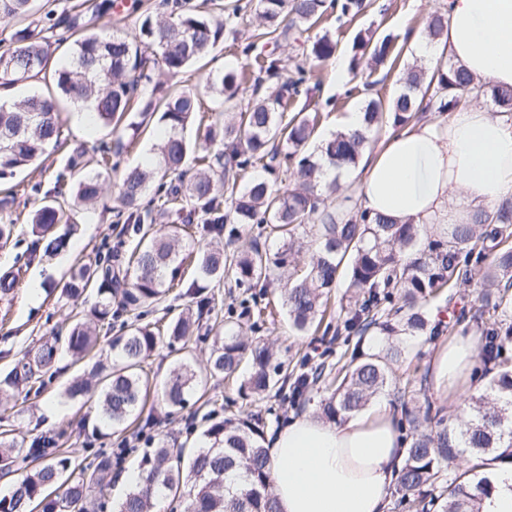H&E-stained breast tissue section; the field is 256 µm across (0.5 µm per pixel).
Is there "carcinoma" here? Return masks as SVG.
Masks as SVG:
<instances>
[{
    "mask_svg": "<svg viewBox=\"0 0 512 512\" xmlns=\"http://www.w3.org/2000/svg\"><path fill=\"white\" fill-rule=\"evenodd\" d=\"M34 0H0V19H22L9 47L0 51V85L10 87L43 75L70 99L94 102L93 125L116 138L137 135L141 123L130 118L135 99L151 81L147 64L160 56L164 70L175 77L214 49L224 36L221 17L202 15L187 3L172 5L168 16L144 15L139 41L109 35L88 27L79 17L61 23L74 34L67 66L49 70L51 53L42 29L30 18ZM265 34L285 37L310 30L328 11L353 17L370 7L367 0H260ZM447 18L435 13L426 20L427 34L439 38ZM338 42L324 34L313 41L310 55L318 62L332 58ZM361 54L349 63L358 75L362 62L375 69L390 58L392 42L367 39L359 43ZM257 70L280 79L276 93L255 96L251 105L238 109L245 71H215L202 76L203 90L222 98L224 111L233 122H211L205 132L210 145L203 155H191L184 137L188 122L199 112L200 89L186 87L147 108L160 113L167 129L157 146L155 169L139 166L124 171L118 185L126 209L125 223L140 224L139 203L156 176L175 175L178 182L157 185L154 200L163 212H180L190 204L204 216L202 231L212 243L194 246L188 224H170L164 231L142 237L133 247L124 269L108 260L77 263L62 290V297L77 300L95 290L90 322H76L68 336L54 337L25 352L16 364L0 375V396L22 390L38 395L55 373L60 354L79 359L97 345L96 327L112 325L118 312L141 311L169 293L174 286L186 288L195 300V313L183 312L165 329L149 323H133L121 336L109 341L115 363H100L94 384L78 380L65 395L81 402H95L101 417L113 428L125 429L138 421L150 392L143 363L158 346L192 341L200 321L215 309L212 289L232 278L238 284L267 288L278 283L282 306L293 330L307 335L320 326L327 302L338 283H346L339 300V319L349 336L363 340L374 332L386 337L376 352L365 354L354 347L344 363L325 373L321 363L288 369L275 360L265 343L247 344L231 328H224L213 342L206 371L211 375L235 374L242 363L250 365L241 390L257 396L280 395L298 402L320 382L331 379L335 389L320 405V416L339 422L361 410L376 394L390 387L398 394L401 426L408 427L407 450L395 482L400 505L413 504L419 512H481L483 498L494 490L487 471L512 465V203L481 214L472 224H455L441 236L414 224H390L353 205L350 196L339 197L336 210L322 207L324 192H337L335 180L325 181L331 168L356 167L371 149L375 135L386 123L404 127L419 112L443 114L456 107L472 79L452 63L438 66L429 76L416 66L406 68L403 89L390 100H365V128L352 134L336 133L309 150L317 115L285 112L289 100L309 94L306 70L298 66L288 73L281 59L270 53L255 58ZM481 96L490 98L501 112H512V90L487 87ZM9 132L15 137H3ZM61 125L53 96L33 95L10 106L0 105V179L11 176L39 158L47 146L59 145ZM83 150H72L68 166L80 172L76 196L95 201L102 191L101 178L112 171L110 151L102 149L89 171L78 162ZM260 166L285 168L294 187L273 189L253 179L237 186L240 172ZM231 185L230 207L224 208L218 183ZM68 221L63 190L53 187L51 199L32 217L36 244L45 257L68 250L71 230L58 228ZM266 225V238L252 239L232 252L220 241L225 224ZM485 278V308L474 316L481 325L476 372L488 378L484 391L469 398L466 419L448 426L443 408L427 401L406 400L409 390L400 387L394 366L408 360L405 339L437 336L442 329L429 327L424 304L447 294L453 301L456 288L477 275ZM117 310H112V303ZM495 315L484 318L485 310ZM197 372L187 360H179L170 372L163 392L165 416L183 407L194 389ZM263 421L259 415L226 418L212 423L203 433L202 445L189 459L182 450L160 441L153 453L142 457L140 484L130 489L117 512H153L154 497L161 491L177 493L189 487L184 512H277L271 493L270 471L264 447ZM50 440L36 436L24 445L0 432V474L23 471L9 494L0 497V512H87L88 489L100 485L112 472V457L100 456L92 471L72 469L65 455L49 456ZM467 454L469 467L455 474L443 489L447 465Z\"/></svg>",
    "mask_w": 512,
    "mask_h": 512,
    "instance_id": "obj_1",
    "label": "carcinoma"
}]
</instances>
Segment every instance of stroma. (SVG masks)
<instances>
[{"label": "stroma", "instance_id": "1", "mask_svg": "<svg viewBox=\"0 0 512 512\" xmlns=\"http://www.w3.org/2000/svg\"><path fill=\"white\" fill-rule=\"evenodd\" d=\"M235 0H192L200 10L224 14V37L217 48L206 58L210 70H231L253 64L257 54L276 52L288 65L311 66L309 49L312 42L323 34H331L338 42V58L351 59L354 45L360 39L393 34L395 46L401 51L395 62L381 65L371 74L375 82L373 91L380 97H394L401 90L400 77L406 65L415 58L407 44L409 32L423 29L426 17L443 11L446 0H373L374 5L366 15L354 20H330L324 27L306 33L300 39H280L273 42L258 37V9L250 7L246 12L233 14ZM318 84L310 99H298L289 103V111L302 108L319 115L317 137H324L331 126L342 125L349 113L360 110L365 94L362 79L345 84L336 79V63L328 61L314 67ZM61 146H48L35 163L16 172L11 178L16 197L13 203L0 209V222L10 223L14 232L6 245L0 246V272L14 271L19 275V284L14 294L0 300V371L9 370L23 352L58 334H66L72 316L78 310L89 308L95 301L94 293H87L78 303L67 302L61 289L68 281L76 259H92L98 256L127 257L139 239L133 227L123 226L120 219L121 202L118 183L124 170L130 167H148L152 164L153 152L164 128L157 114H144L146 133L139 137L124 135L115 140L106 130L83 128L76 119V104L67 97H60ZM82 145L87 150V159H95L99 149L112 151L113 170L105 184L102 196L97 201L85 203L75 194L67 196V211L76 226L68 252L47 259L41 257L32 233L30 216L41 204L58 176L67 174V158L74 146ZM41 284V298L31 303L29 290L33 282ZM478 284L471 283L457 290L453 311L439 313L437 305H430L429 315H442L446 328L442 334L430 339H417L411 345L410 356L420 368L428 373L434 354L448 341L458 336L479 340L480 332L472 314L481 306ZM265 306L262 322L244 329L250 340L274 344L278 358L290 364L308 362L336 363L344 353L352 351L353 341L335 330L317 335H293L282 305L266 306L258 289L249 286L222 287L215 291V313L227 316L228 312H240L242 307ZM131 315L121 314L114 318L110 334L100 335L97 351L77 361L71 355H63L57 363V374L40 395L17 396L0 404V430H12L17 441H30L34 436L46 435L56 441L58 449L65 451L73 463L82 467L96 465L98 456L111 454L112 450L128 440H136L137 448L127 459L122 475L112 480L111 496H124L128 485L124 475L135 470L144 451L155 447L159 440L186 448H195L203 430L213 420L234 417L244 412L262 416L265 436H272L292 417L316 412L321 400L328 396L327 386L313 390L305 402L294 405L286 397L244 396L238 391L237 381L220 377L204 378L187 397V403L171 419L140 431L121 432L102 423L97 415H84L79 402L66 398L64 389L76 376L91 372L100 355L108 353L110 336L122 334Z\"/></svg>", "mask_w": 512, "mask_h": 512}]
</instances>
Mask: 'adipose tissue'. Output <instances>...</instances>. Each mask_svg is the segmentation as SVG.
Here are the masks:
<instances>
[{
  "mask_svg": "<svg viewBox=\"0 0 512 512\" xmlns=\"http://www.w3.org/2000/svg\"><path fill=\"white\" fill-rule=\"evenodd\" d=\"M442 38L408 39L428 69L442 57L475 84L512 88V0H447ZM358 208L395 224L446 234L473 213L512 200V115L460 106L390 132L363 161ZM473 346L461 338L435 354L430 388L445 397L469 378ZM278 512H384L406 444L387 396L344 421L292 419L266 446Z\"/></svg>",
  "mask_w": 512,
  "mask_h": 512,
  "instance_id": "adipose-tissue-1",
  "label": "adipose tissue"
}]
</instances>
